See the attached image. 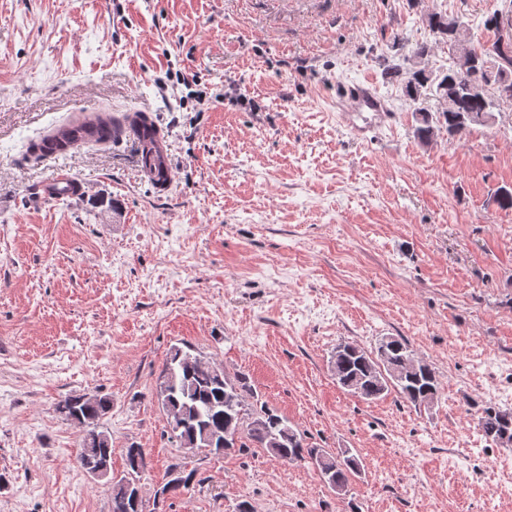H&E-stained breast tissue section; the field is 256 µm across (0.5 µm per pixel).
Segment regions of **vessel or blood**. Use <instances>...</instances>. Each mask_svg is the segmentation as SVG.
<instances>
[{"instance_id":"1","label":"vessel or blood","mask_w":512,"mask_h":512,"mask_svg":"<svg viewBox=\"0 0 512 512\" xmlns=\"http://www.w3.org/2000/svg\"><path fill=\"white\" fill-rule=\"evenodd\" d=\"M336 112L342 125L359 134L390 125L393 119L385 97L367 80L341 83L336 90ZM97 119V113L87 112L73 120L55 125L53 132L65 137L67 148L72 151L83 143L82 138L73 136V129H92ZM75 185L70 173L65 168L58 167L46 183L45 193L52 198L67 197L71 195Z\"/></svg>"}]
</instances>
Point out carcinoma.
I'll list each match as a JSON object with an SVG mask.
<instances>
[{"instance_id":"obj_1","label":"carcinoma","mask_w":512,"mask_h":512,"mask_svg":"<svg viewBox=\"0 0 512 512\" xmlns=\"http://www.w3.org/2000/svg\"><path fill=\"white\" fill-rule=\"evenodd\" d=\"M430 31L448 43V53L458 54L459 63L449 62L448 70L435 76L420 68L411 73L404 90L414 101L428 88L445 108L436 113L419 108L418 138L429 141L434 127H443L448 137L462 135L471 125L488 122L493 116L497 99L492 88L501 81L512 83V68L502 70L493 64L490 48L469 44L467 52H460L455 32L468 30V24L457 14L431 12L424 17ZM471 86H485L482 96L470 92ZM143 127L151 125L149 117L138 113L132 119ZM102 118L108 130V139L122 136L132 121ZM331 371L336 383L353 395L374 400L395 391L403 402L415 407H426L434 402L439 392L435 371L418 359L410 344L395 337L379 340L374 352L350 343L336 345L332 352ZM155 398L166 416L170 437L179 447L195 452L208 450L225 452L220 441L229 440L228 448L245 451L264 448L274 457L288 462H302L314 454L324 455L318 470L332 488L345 489L353 475L359 473L362 463L347 448L340 451L342 461L335 454L308 443L304 435L288 425L267 403L258 399L246 375L233 377L224 372L208 357L193 353V348L175 346L170 352L156 383ZM112 400L89 393L69 395L56 405V412L66 421L83 428L78 466L87 474L103 468L109 473L112 489V512H135L125 482L140 478L142 449L135 444L125 448V471L112 475V437L101 429L100 419L111 409ZM478 426L487 441L504 445V434H512V408L491 403L478 405ZM195 471L178 470L161 488L162 495H172L193 481Z\"/></svg>"}]
</instances>
